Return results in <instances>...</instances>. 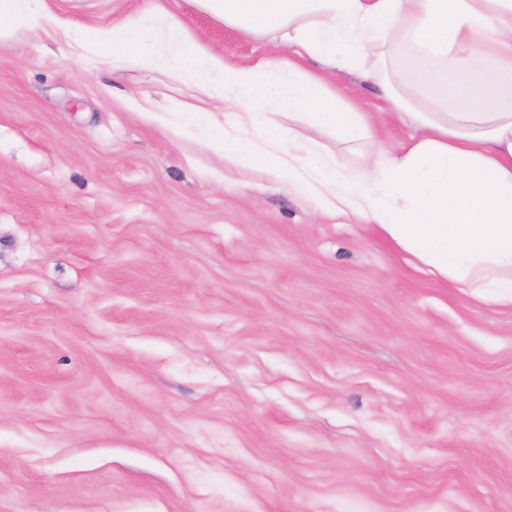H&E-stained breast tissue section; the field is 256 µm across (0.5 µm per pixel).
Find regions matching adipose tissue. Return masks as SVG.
Returning <instances> with one entry per match:
<instances>
[{"label":"adipose tissue","instance_id":"1","mask_svg":"<svg viewBox=\"0 0 512 512\" xmlns=\"http://www.w3.org/2000/svg\"><path fill=\"white\" fill-rule=\"evenodd\" d=\"M227 26L272 34L295 60L236 66L199 43L176 18L157 29L143 20L86 25L49 0H0V43L25 33L52 40L96 66L153 68L177 61L206 97L236 102L213 139L242 170L261 169L324 211L378 225L423 270L469 289L483 303L512 306V0H191ZM377 59L364 67L368 48ZM313 58L342 71L365 68L384 80L403 58L413 74L445 86L438 103L387 100L416 135L384 150L368 169L338 171L321 144L266 122L261 140L242 138L254 106L282 112L306 107L307 125L353 143L372 134L367 113L339 107L323 78L298 61Z\"/></svg>","mask_w":512,"mask_h":512}]
</instances>
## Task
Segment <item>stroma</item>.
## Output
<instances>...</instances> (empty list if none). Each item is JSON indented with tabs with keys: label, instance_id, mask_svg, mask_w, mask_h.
<instances>
[{
	"label": "stroma",
	"instance_id": "obj_1",
	"mask_svg": "<svg viewBox=\"0 0 512 512\" xmlns=\"http://www.w3.org/2000/svg\"><path fill=\"white\" fill-rule=\"evenodd\" d=\"M57 6L292 56L190 0ZM333 83L372 136L275 121L343 170L408 140L375 80ZM173 94V64L0 47V512H512V306L153 120Z\"/></svg>",
	"mask_w": 512,
	"mask_h": 512
}]
</instances>
